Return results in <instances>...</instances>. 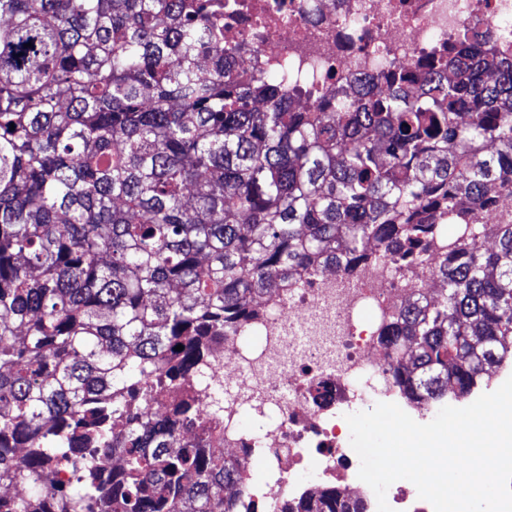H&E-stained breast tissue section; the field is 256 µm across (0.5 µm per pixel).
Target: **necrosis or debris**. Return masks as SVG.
Wrapping results in <instances>:
<instances>
[{"mask_svg": "<svg viewBox=\"0 0 512 512\" xmlns=\"http://www.w3.org/2000/svg\"><path fill=\"white\" fill-rule=\"evenodd\" d=\"M224 41L238 46V74L282 64L308 74L304 109L336 88L355 92L386 69L418 86L427 65L447 59L461 36L512 55V0H235ZM446 246L422 258H385L353 272L316 269L259 301L257 316L211 351L192 393L213 414L225 457L251 471L239 512H295L313 488L338 491L377 512L358 477L345 420L356 406L405 405L380 337L389 316L431 287ZM256 346H248L250 338ZM250 412L254 423L242 422Z\"/></svg>", "mask_w": 512, "mask_h": 512, "instance_id": "1", "label": "necrosis or debris"}]
</instances>
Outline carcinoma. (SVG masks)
Segmentation results:
<instances>
[{
	"instance_id": "cac0c4a2",
	"label": "carcinoma",
	"mask_w": 512,
	"mask_h": 512,
	"mask_svg": "<svg viewBox=\"0 0 512 512\" xmlns=\"http://www.w3.org/2000/svg\"><path fill=\"white\" fill-rule=\"evenodd\" d=\"M222 9L0 0V484L30 486L0 512H235L248 477L187 390L213 343L290 273L352 271L371 241L416 259L467 222L457 200L512 187V58L462 38L417 93L384 72L307 112L281 71L239 79ZM491 235L448 240L444 298L384 334L412 400L512 355V224ZM155 386L182 395L148 418ZM298 512L358 508L321 490Z\"/></svg>"
}]
</instances>
